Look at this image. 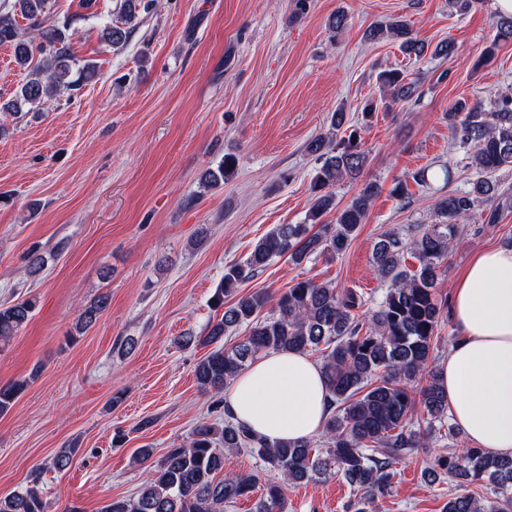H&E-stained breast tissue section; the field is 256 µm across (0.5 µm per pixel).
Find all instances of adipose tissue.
I'll return each mask as SVG.
<instances>
[{
	"mask_svg": "<svg viewBox=\"0 0 512 512\" xmlns=\"http://www.w3.org/2000/svg\"><path fill=\"white\" fill-rule=\"evenodd\" d=\"M462 333L439 366L438 382L455 423L492 454L512 456V250L477 254L453 291ZM328 395L320 365L275 351L233 381L224 411L267 442L308 441L322 433Z\"/></svg>",
	"mask_w": 512,
	"mask_h": 512,
	"instance_id": "obj_1",
	"label": "adipose tissue"
}]
</instances>
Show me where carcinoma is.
Here are the masks:
<instances>
[{
    "mask_svg": "<svg viewBox=\"0 0 512 512\" xmlns=\"http://www.w3.org/2000/svg\"><path fill=\"white\" fill-rule=\"evenodd\" d=\"M149 6L147 0H122L119 19L105 27V40L112 46L125 44L133 32L132 23ZM27 20L20 29L16 16ZM68 23L53 12L48 0H13L11 10L0 13V44L13 47L17 66L27 72L20 94L1 104L0 112H18L44 97L62 90L77 91L96 76L95 65L81 67L71 79L75 59L67 43ZM368 39H391L408 56H424L429 45L418 39L409 23L395 20L366 30ZM379 99H368L361 112L363 124L374 117L378 106L391 108L408 104L419 96L418 83L399 69L379 73ZM494 110L488 112L480 100H458L448 110L451 144L468 154V166L476 176L468 189H453L433 204L434 224H411L406 233L389 230L380 235L374 248V264L387 284L379 309L367 320L356 311L364 297L349 288L297 281L275 295L255 291L225 305L246 279L264 270L277 257L296 264L318 256L343 254L364 223L378 188L363 185L343 205L333 187L349 178L360 177L368 160L362 149L360 129L342 135L347 119L340 108L330 119L327 133L312 138L307 150L319 166L311 181L312 205L308 224H278L251 249L247 258L224 270L211 304L223 310L207 326L204 345L214 349L195 368L197 383L219 393L236 375L269 351H323L321 364L330 398L331 411L319 448L310 441H287L271 445L245 426L230 419L224 427L200 423L189 441L171 448L158 468L137 494L112 500L104 512H224V506L260 492L254 512H282L285 489L291 484L318 480L341 473L359 497L349 502V512H366V505L388 494L395 477V463L416 448L429 444L434 423L447 418L448 399L435 375L426 387L414 390L433 356V336L444 315V303L436 297L440 270L448 260L452 243L460 236L458 221L467 217L478 201L490 205L487 223L497 221L502 193L491 180L500 169H512V95H497ZM235 170V158L224 161L203 175L216 187ZM326 215L328 223L320 222ZM321 224L317 231L312 225ZM417 265H407V258ZM109 304L101 294L81 312L76 331L91 327ZM35 302L17 301L0 308V347L32 318ZM245 328L246 336L232 344L224 339ZM28 380L0 386V414L8 412ZM426 416L427 427L412 428L416 409ZM249 448L264 462L266 470L281 480L262 479L258 473L225 474L224 452ZM486 480L495 487V497L480 499L462 494L448 499L443 512H512V457L492 455L478 447L459 453H440L426 467L430 482L441 476ZM0 512H44V505L31 488L0 497Z\"/></svg>",
    "mask_w": 512,
    "mask_h": 512,
    "instance_id": "1",
    "label": "carcinoma"
}]
</instances>
